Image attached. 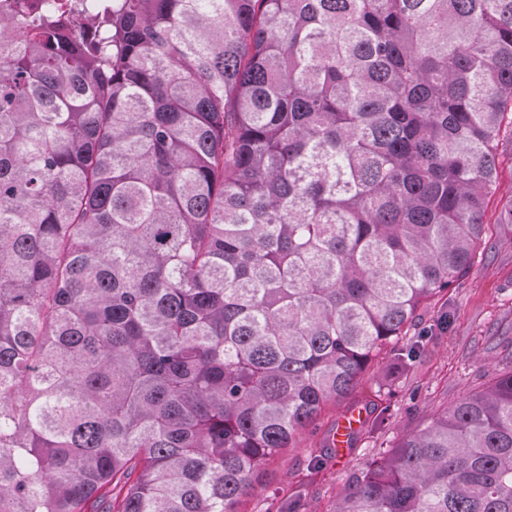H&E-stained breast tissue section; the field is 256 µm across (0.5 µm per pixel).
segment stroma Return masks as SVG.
<instances>
[{"instance_id": "obj_1", "label": "stroma", "mask_w": 512, "mask_h": 512, "mask_svg": "<svg viewBox=\"0 0 512 512\" xmlns=\"http://www.w3.org/2000/svg\"><path fill=\"white\" fill-rule=\"evenodd\" d=\"M500 208L495 198L486 209L491 226L486 261L448 291L452 327L437 330L435 309L425 310L414 327L424 345L421 356L407 366L381 364L375 381L363 382L358 389L359 402L372 399L375 391L386 393L390 411L385 427L357 436L353 450L337 455L324 468H313L308 464L311 453L331 439L345 412L341 406L327 407L293 447L262 468L240 512H283L292 497L300 498L302 512H331L337 489L364 462L383 456L428 415L485 387L499 370L512 366V224L499 223Z\"/></svg>"}]
</instances>
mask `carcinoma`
I'll return each mask as SVG.
<instances>
[{
	"instance_id": "cac0c4a2",
	"label": "carcinoma",
	"mask_w": 512,
	"mask_h": 512,
	"mask_svg": "<svg viewBox=\"0 0 512 512\" xmlns=\"http://www.w3.org/2000/svg\"><path fill=\"white\" fill-rule=\"evenodd\" d=\"M0 20V512H239L483 259L512 0ZM388 407L370 401L381 429ZM332 512H512V368Z\"/></svg>"
}]
</instances>
